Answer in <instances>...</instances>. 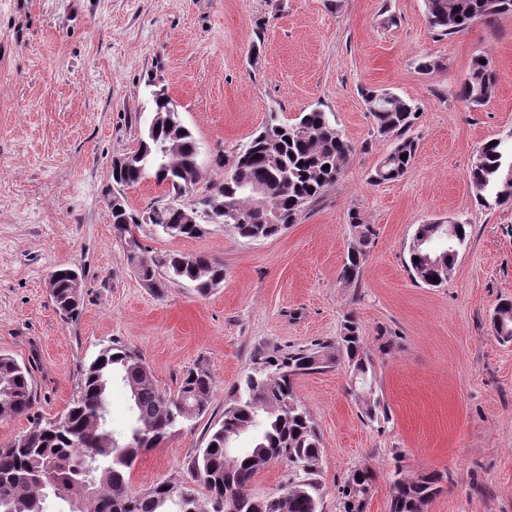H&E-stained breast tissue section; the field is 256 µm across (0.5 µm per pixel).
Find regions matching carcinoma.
<instances>
[{"label": "carcinoma", "instance_id": "cac0c4a2", "mask_svg": "<svg viewBox=\"0 0 512 512\" xmlns=\"http://www.w3.org/2000/svg\"><path fill=\"white\" fill-rule=\"evenodd\" d=\"M512 14V0H425L429 28L441 36L467 30L474 22H494ZM496 75L484 56L472 58L460 95L474 106L492 96ZM152 117L138 148L134 165L112 176V186L121 188L152 175L167 185L170 196L192 190L197 172L198 147L192 132L169 112L170 98L162 90L151 92ZM369 112L379 134L392 137L396 145L375 171L379 181L394 180L409 169L417 143L407 133L416 108L389 93H367ZM169 147L163 151V147ZM352 153L327 113L313 109L293 124L272 122L255 134L237 153L231 174L212 183L211 201L223 208L224 223L239 236L265 239L296 222L306 206L318 200L342 173ZM407 158H401V155ZM469 181L477 203L487 209L512 205V136L490 140L475 150ZM149 223L170 237L197 238L200 224H186L181 212L165 204L150 206ZM140 214L121 200L112 210V223L128 228L138 225ZM462 233H457V230ZM453 246L430 250L441 233L437 223L417 227L409 245V266L421 281L442 284L459 252L466 248L471 225L454 224ZM365 260L363 248H352L342 268V277L355 281ZM170 279L194 284L205 294L224 281V265L200 253H172L153 265H139L141 277L156 284L157 267ZM70 268L52 273V301L62 318L80 314L81 298L71 288ZM493 328L504 341H512V301L501 302L492 316ZM362 337L354 316L344 318L336 349L315 343L283 353L257 352L252 368L233 391L222 420L210 432L205 448L193 461L196 477L207 491L209 512H319L317 469L322 453L320 438L309 412L299 401L295 379L345 362L367 377L372 362L364 359ZM130 390L133 418L116 435L108 418L107 393L113 379ZM213 379L207 368L197 365L181 378L177 392L167 393L156 383L144 357L119 341L101 348L83 369L76 397L62 413L35 418L31 427L10 445L0 447V512H45L53 485L84 492L81 512H191L199 496L188 501L173 498L158 483L140 493H130L127 475L144 451L157 447L175 430L185 427L207 411ZM35 402L29 369L9 355H0V416L29 412ZM255 432L253 446L232 458L225 448L229 440ZM288 454V478L281 493L257 498L246 493L260 466L276 455ZM312 467L304 470L299 462ZM391 512H426L440 491L443 474H427L419 480L401 478V469L391 474Z\"/></svg>", "mask_w": 512, "mask_h": 512}]
</instances>
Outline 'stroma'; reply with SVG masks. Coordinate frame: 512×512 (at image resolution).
<instances>
[{
    "mask_svg": "<svg viewBox=\"0 0 512 512\" xmlns=\"http://www.w3.org/2000/svg\"><path fill=\"white\" fill-rule=\"evenodd\" d=\"M497 74L490 101L460 97L471 59ZM167 87L196 140L195 195L270 117L327 112L353 146L336 184L279 234L259 240L206 223L173 238L155 225L112 223V163L138 146L148 82ZM387 90L412 102L418 144L401 178L375 181L394 148L365 102ZM512 134V15L438 36L424 0H0V354L32 373L29 413L0 416V446L33 418L64 411L79 372L103 345L140 351L160 388L205 364L208 410L141 454L129 489L166 481L205 496L192 463L220 422L256 351L335 343L355 314L374 366L371 422L340 365L301 376L298 399L321 441L319 512H339L351 470L376 474L366 512H390L395 464L447 474L427 512H512V341L492 326L512 298V206L487 209L468 177L475 150ZM472 226L447 279L426 285L408 266L417 225ZM363 244L358 280L342 278ZM203 253L224 266L209 294L147 285L129 260ZM82 275V312L61 318L51 272Z\"/></svg>",
    "mask_w": 512,
    "mask_h": 512,
    "instance_id": "obj_1",
    "label": "stroma"
}]
</instances>
